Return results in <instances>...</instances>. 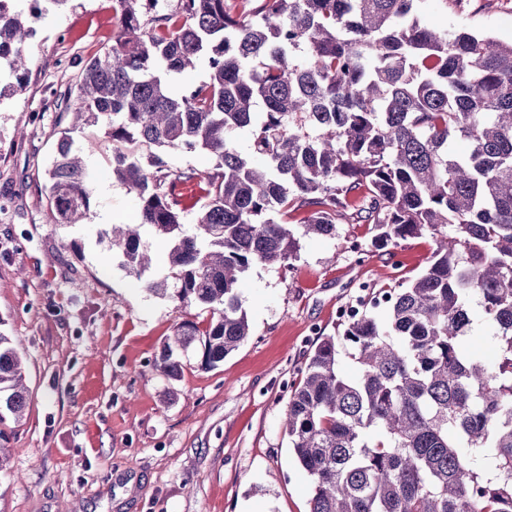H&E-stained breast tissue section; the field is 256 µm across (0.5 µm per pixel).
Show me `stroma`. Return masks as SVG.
<instances>
[{
  "mask_svg": "<svg viewBox=\"0 0 512 512\" xmlns=\"http://www.w3.org/2000/svg\"><path fill=\"white\" fill-rule=\"evenodd\" d=\"M115 0H43L23 91L0 87V334L25 364L20 421L0 424V512H308L310 483L283 428L311 346L342 333L362 286L393 288L426 266L430 237L375 244L367 224L305 238L293 269L257 264L238 293L250 337L223 364L185 361L179 380L151 364L173 326L203 321L145 292L104 238L131 221L102 127L73 131L94 174L90 216L53 219L47 171L87 61L111 47ZM436 28L512 41V0H419ZM364 252L356 262L352 244Z\"/></svg>",
  "mask_w": 512,
  "mask_h": 512,
  "instance_id": "obj_1",
  "label": "stroma"
}]
</instances>
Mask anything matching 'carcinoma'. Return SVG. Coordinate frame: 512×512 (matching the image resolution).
<instances>
[{
  "label": "carcinoma",
  "instance_id": "carcinoma-1",
  "mask_svg": "<svg viewBox=\"0 0 512 512\" xmlns=\"http://www.w3.org/2000/svg\"><path fill=\"white\" fill-rule=\"evenodd\" d=\"M115 2L112 47L67 99L72 129L108 120L112 176L137 198L138 222L108 234L121 266L209 315L177 323L153 369L179 378L190 350L205 369L223 363L250 336L240 279L258 263L292 267L302 237L357 223L383 246L429 235L417 276L306 355L289 447L309 512H512V42L424 27L417 0H246L240 13L179 0L174 14ZM34 35L0 0V66L17 91ZM202 60L205 83L174 92L172 76ZM244 128L248 153L231 143ZM197 149L212 169L161 157ZM49 183L56 223L88 218L92 175L67 132ZM145 228L169 241L163 277L146 275ZM473 306L493 330L490 361L463 346ZM24 380L0 335V423L21 418Z\"/></svg>",
  "mask_w": 512,
  "mask_h": 512
}]
</instances>
